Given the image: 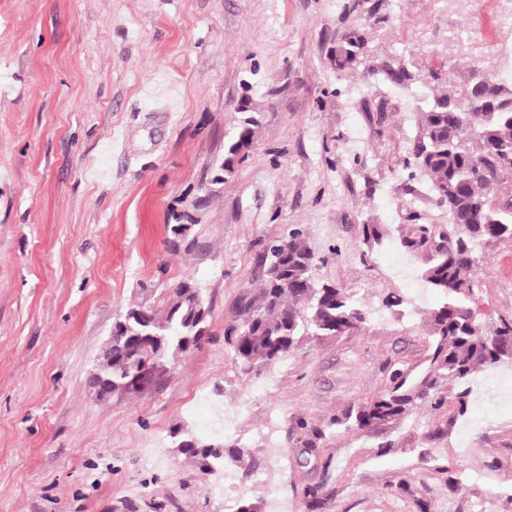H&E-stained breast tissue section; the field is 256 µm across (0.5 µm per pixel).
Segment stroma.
Returning <instances> with one entry per match:
<instances>
[{
	"instance_id": "obj_1",
	"label": "stroma",
	"mask_w": 512,
	"mask_h": 512,
	"mask_svg": "<svg viewBox=\"0 0 512 512\" xmlns=\"http://www.w3.org/2000/svg\"><path fill=\"white\" fill-rule=\"evenodd\" d=\"M351 2L0 0V512H228L272 489L289 512H512V406L490 410L464 452L447 382L440 407L328 426L392 371L428 368L441 298L416 300L381 257L424 265L392 239L413 212L448 222L401 168L422 84L407 93L330 66ZM511 12L512 0H381L370 45L457 84L512 52ZM246 94L259 129L225 176ZM368 224L382 246L366 243ZM294 229L315 277L372 316L360 334L304 339L243 374L224 328L261 283L266 245ZM183 281L207 308L201 344L153 388L96 398L90 379L119 314L165 316ZM474 292L494 335L512 316V241L486 247ZM391 293L404 303L387 310ZM241 400L235 432L215 441L242 451L251 475L230 463L208 473L177 451L173 431L201 436L206 406ZM228 474L234 490L211 494Z\"/></svg>"
}]
</instances>
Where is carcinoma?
<instances>
[{
  "mask_svg": "<svg viewBox=\"0 0 512 512\" xmlns=\"http://www.w3.org/2000/svg\"><path fill=\"white\" fill-rule=\"evenodd\" d=\"M379 4L354 0L352 23L340 34L329 62L339 74L362 72L379 85L408 89L420 80L403 56L374 58L367 28ZM237 137L225 147L224 172L230 174L251 148L259 123L250 104ZM415 134L403 159L408 178L427 183L429 199L448 213V232L435 224H419L409 216L401 243L429 255L422 269L427 287L442 298L431 311V331L437 338L428 372L415 380L395 371L392 388L381 392L355 413L332 424L363 429L401 415L406 405L430 398L439 381L466 379L483 365L500 362L499 349L512 345V319H501L495 335L488 338L471 307L473 271L482 250L494 241L512 240V83L486 74L482 82L466 80L461 85L418 100ZM265 277L259 288L244 296L242 314L224 328V342L241 369L271 365L288 356L305 336L355 335L369 320V311L359 306L341 287L313 279L314 255L298 232L272 241L264 257ZM175 302L165 319L151 311L131 307L112 327V344L93 375L100 394H139L133 384L143 363L165 373L168 361L198 345L190 305L200 297L197 289L183 282L174 289ZM186 437L178 451L210 472L229 457L243 462L239 450H224L221 444L192 447Z\"/></svg>",
  "mask_w": 512,
  "mask_h": 512,
  "instance_id": "cac0c4a2",
  "label": "carcinoma"
}]
</instances>
